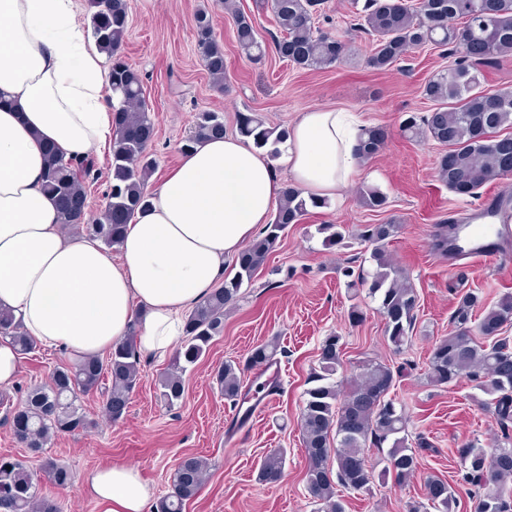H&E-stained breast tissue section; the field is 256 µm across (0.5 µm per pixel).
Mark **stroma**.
<instances>
[{"mask_svg":"<svg viewBox=\"0 0 512 512\" xmlns=\"http://www.w3.org/2000/svg\"><path fill=\"white\" fill-rule=\"evenodd\" d=\"M365 2L322 0L316 24L345 41L348 52L335 67L311 70L281 59L271 47L258 61L241 56L224 0H129L131 26L121 54L143 78L155 123L156 135L148 151L157 167L150 186H157L160 175L178 164L194 116L202 111L223 115L226 133L232 136L242 112L260 113L269 126L289 128L302 110L327 107L355 113L361 125L384 126L389 138L339 197L327 207L310 210L282 232L265 265L244 283L235 304L226 308L223 335L184 374L180 405L165 406L156 386L170 358L142 362V379L121 419H106L100 393L82 396L94 427L75 436L59 435L36 455L15 438L12 412L22 405L29 387L48 383L53 368L72 362L73 357L42 344L22 356L16 384L0 391V456L23 461L41 494L53 499L61 512H97L80 478L114 463L138 467L155 494L163 495L171 489L178 459L188 454L204 458L207 470L198 495L184 512H313L298 420L307 379L318 365L323 339L331 334L341 338L342 366L336 374L341 384H348L359 361L368 357L405 364L406 377L394 396L408 414L409 436L424 435L431 444L422 452L421 467L410 482L401 487L375 477L369 491L349 495L347 512H408L410 505L425 502L428 477L456 483L459 466L453 448L468 440L486 449L504 445L499 424L480 409V393L472 384L462 379L437 387L428 381L426 369L433 345L450 330L449 319L462 293H478L488 307L512 294V251L498 260L466 267L431 249L438 224L458 211L490 203L506 183L487 184L479 198L465 199L437 180L440 146L407 136L401 124L408 115L422 116L431 109L422 87L451 59L440 50L424 48L388 71L371 68L366 62L368 37L355 26ZM203 10L212 15L224 46L226 71L220 83L210 76L195 48V18ZM363 185L378 187L387 195L384 212L360 206L356 192ZM390 220L401 226L389 244L390 254L420 298L412 341L398 355L384 336L376 302L367 296L359 298L362 323H349L347 279L341 273L347 265L371 269V246L361 241L360 233L364 225ZM323 224L342 225L349 246L325 245L319 232ZM271 340L280 346L276 359L282 367L281 390L253 422H234V408L219 393L212 373L224 361L243 358L253 346ZM277 448L286 453L283 480L259 483L261 458ZM48 458L69 466L72 484L60 487L45 480L41 464Z\"/></svg>","mask_w":512,"mask_h":512,"instance_id":"35a3bbf8","label":"stroma"}]
</instances>
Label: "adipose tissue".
Returning <instances> with one entry per match:
<instances>
[{
  "instance_id": "obj_1",
  "label": "adipose tissue",
  "mask_w": 512,
  "mask_h": 512,
  "mask_svg": "<svg viewBox=\"0 0 512 512\" xmlns=\"http://www.w3.org/2000/svg\"><path fill=\"white\" fill-rule=\"evenodd\" d=\"M112 104L74 0H0V308L38 342L78 357L128 340L138 357L161 359L225 259L269 222L277 166L304 194L335 196L361 164L359 129L347 112H301L276 163L239 137L198 143L113 253L63 233L43 188L45 143L79 157L110 145ZM82 485L99 512H150L154 500L150 481L126 465L91 470Z\"/></svg>"
}]
</instances>
